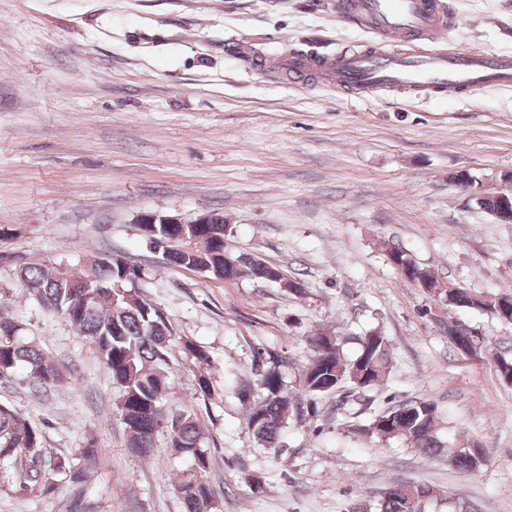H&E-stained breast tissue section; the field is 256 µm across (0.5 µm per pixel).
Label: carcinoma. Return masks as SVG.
<instances>
[{
  "label": "carcinoma",
  "mask_w": 512,
  "mask_h": 512,
  "mask_svg": "<svg viewBox=\"0 0 512 512\" xmlns=\"http://www.w3.org/2000/svg\"><path fill=\"white\" fill-rule=\"evenodd\" d=\"M141 235L161 242L166 260L174 265L202 269L215 278L253 279L276 283L301 294L304 284L284 276L281 269L260 258L224 251L226 224H140ZM391 265L400 275L450 307L484 310L501 321L512 312H502L496 299L464 288H445L426 267L409 260L399 248L388 253ZM126 262L120 257L90 258L82 274L88 288L71 284L67 271L59 265H32L17 271L21 285L50 314L63 316L77 334L92 344L118 390L117 410L128 431V447L140 456L154 448L155 436L165 431L175 455L192 459L209 458L203 448L199 423L192 414L167 405L171 390L170 357L172 328L164 311L134 291L127 280L120 281ZM466 326L459 322L445 325L448 340L455 345L466 340ZM18 325L0 315V369L11 373L17 366L28 368L31 380L40 389L58 386L63 375L57 363L37 345L18 337ZM310 359L303 374L305 396L315 399L343 386L365 390L388 377L393 369L392 348L379 331L362 337L355 357H344L338 338L316 334L308 338ZM184 358L208 363V356L192 341L181 344ZM247 403V424L253 438L263 447H273L291 417L302 416V400L286 388L277 366L262 369L255 385L238 389ZM434 405L426 400H407L381 412L358 429L378 442L400 439L425 457L436 459L444 448L435 431ZM457 470L473 471L476 458L469 448L450 457ZM97 448L89 442L74 461L46 455L40 430L28 423L12 406L0 405V472L33 499L51 496L64 477L73 488L69 506L74 512H89L84 493L88 474L96 469ZM210 463L181 479L179 492L184 512H210L213 488L205 479ZM434 490L425 485L400 484L391 488L378 503L377 512H421Z\"/></svg>",
  "instance_id": "1"
}]
</instances>
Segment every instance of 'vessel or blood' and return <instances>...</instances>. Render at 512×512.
<instances>
[{
  "label": "vessel or blood",
  "instance_id": "b4317fda",
  "mask_svg": "<svg viewBox=\"0 0 512 512\" xmlns=\"http://www.w3.org/2000/svg\"><path fill=\"white\" fill-rule=\"evenodd\" d=\"M336 11L367 19L380 41L333 56L275 52L263 58V68L311 76L361 96L384 88L407 89L424 97L512 88V54L417 47V40L447 28V17L436 0H336Z\"/></svg>",
  "mask_w": 512,
  "mask_h": 512
}]
</instances>
